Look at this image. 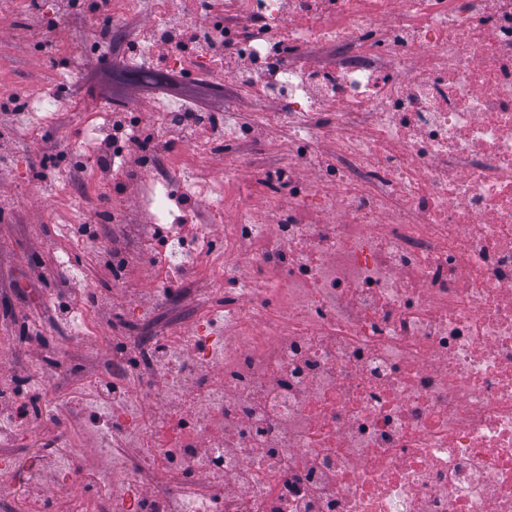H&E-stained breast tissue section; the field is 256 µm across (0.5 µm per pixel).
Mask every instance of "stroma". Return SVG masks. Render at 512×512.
<instances>
[{
    "instance_id": "35a3bbf8",
    "label": "stroma",
    "mask_w": 512,
    "mask_h": 512,
    "mask_svg": "<svg viewBox=\"0 0 512 512\" xmlns=\"http://www.w3.org/2000/svg\"><path fill=\"white\" fill-rule=\"evenodd\" d=\"M31 14L22 8L0 11V87L26 93L57 92L63 102L46 126L21 128L14 139L0 143L10 159V178L0 180V198L11 205L0 214V421L10 420L18 406H26L35 424L31 432L0 434V453L8 458L0 466V486L10 494V512H37L44 501L64 512L74 491L62 475L69 459H79L88 470L111 473L112 461L96 453L97 442L84 432L85 402L79 391L98 376L111 359L115 342L127 335L142 306L157 308L162 321L173 320L187 331L195 330L203 307L220 306L223 295L209 293V283L199 279L184 292L177 307L159 303L147 279L145 260L136 258L135 245L153 218L144 210L137 188L115 193L112 183L98 174L71 175L60 171L55 194L44 198L36 177L48 144L68 150L81 137L84 126L104 91H111L115 106L136 110L148 107L150 91L129 80L109 88L100 63L77 81L63 85L57 76L71 62L86 28L83 13H69L61 27L62 38L49 51L38 52L32 42L19 40L20 24ZM182 87L207 108L231 105L244 122L255 109L253 100L197 86L185 72ZM116 201L121 211L118 229L104 226L97 241L73 240L62 228L93 219L104 202ZM87 268L92 298L86 303L93 326L88 337L72 335L60 304L72 303L76 290L57 266L60 252ZM41 369L46 385L39 397L17 398L16 384L32 369Z\"/></svg>"
}]
</instances>
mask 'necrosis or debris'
I'll return each instance as SVG.
<instances>
[{
	"label": "necrosis or debris",
	"mask_w": 512,
	"mask_h": 512,
	"mask_svg": "<svg viewBox=\"0 0 512 512\" xmlns=\"http://www.w3.org/2000/svg\"><path fill=\"white\" fill-rule=\"evenodd\" d=\"M237 2L238 21L172 67L213 83L215 55L243 49L255 69L238 89L285 92L253 124H285L296 150L259 166L274 149L249 144L205 177L175 154L209 145L173 137L182 106L154 100L150 282L167 305L200 277L231 300L204 330L129 337L105 371L113 407L87 424L124 485L67 479L111 512H512V0ZM128 10L89 11L77 71L103 16L117 31ZM261 185L287 194L266 201L280 223L259 220ZM179 195L236 220L182 241ZM155 378L173 410L142 411ZM218 429L222 453H201ZM124 436L141 457L118 454ZM229 474L241 494H220Z\"/></svg>",
	"instance_id": "4bbe7bcc"
}]
</instances>
